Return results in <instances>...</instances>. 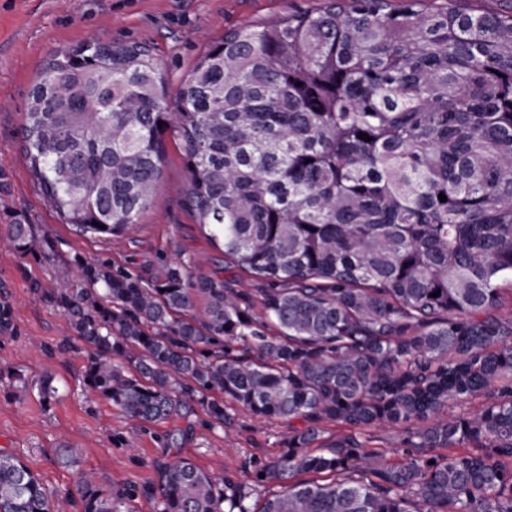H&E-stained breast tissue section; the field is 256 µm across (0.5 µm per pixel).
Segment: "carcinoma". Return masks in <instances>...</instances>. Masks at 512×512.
<instances>
[{"instance_id":"carcinoma-1","label":"carcinoma","mask_w":512,"mask_h":512,"mask_svg":"<svg viewBox=\"0 0 512 512\" xmlns=\"http://www.w3.org/2000/svg\"><path fill=\"white\" fill-rule=\"evenodd\" d=\"M168 136L193 217L264 287L102 263L42 295L88 346V396L141 425L242 408L287 448L250 485L176 453L104 489L65 444L63 494L1 453L0 512H512V12L323 0L224 33L173 97L149 48L93 38L46 63L21 129L63 222L111 236L153 203ZM6 241L36 250L27 224Z\"/></svg>"}]
</instances>
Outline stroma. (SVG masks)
Segmentation results:
<instances>
[{"instance_id":"stroma-1","label":"stroma","mask_w":512,"mask_h":512,"mask_svg":"<svg viewBox=\"0 0 512 512\" xmlns=\"http://www.w3.org/2000/svg\"><path fill=\"white\" fill-rule=\"evenodd\" d=\"M321 0H0V236L13 224L30 225L38 242L32 254L0 249V297L14 307L15 333L0 338V451L20 457L52 491L73 488L74 472L56 454L61 444L82 450L80 466L100 485H142L155 480L166 458L165 425L133 432L132 421L111 402L85 401L83 370L88 348L60 309L41 295L81 265L106 262L153 285L164 266L179 265L193 284L219 276L225 287L245 288L238 268L225 264L185 205L186 172L180 149L166 145L163 178L153 204L122 237L79 231L62 223L46 202L25 158L20 128L33 83L55 53L92 38L136 42L151 48L169 89H177L206 45L224 32L268 24ZM40 291H33L31 282ZM22 374L51 377L58 395L44 405L38 391L14 396L6 380ZM179 425V451L209 472L250 481L253 460L282 453L285 422L258 421L238 409L212 427L203 412Z\"/></svg>"}]
</instances>
